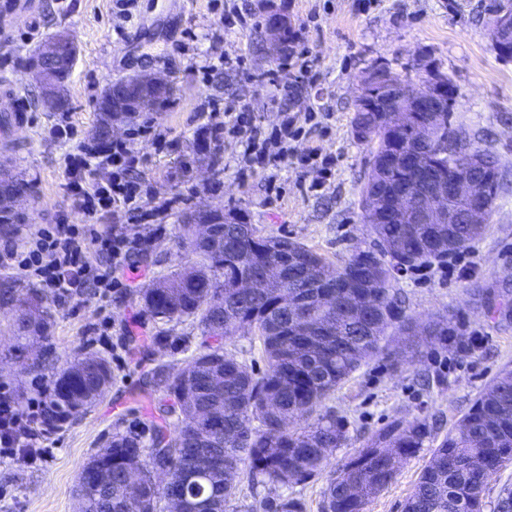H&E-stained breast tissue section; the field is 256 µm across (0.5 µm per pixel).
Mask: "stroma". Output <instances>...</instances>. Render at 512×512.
Listing matches in <instances>:
<instances>
[{"instance_id":"35a3bbf8","label":"stroma","mask_w":512,"mask_h":512,"mask_svg":"<svg viewBox=\"0 0 512 512\" xmlns=\"http://www.w3.org/2000/svg\"><path fill=\"white\" fill-rule=\"evenodd\" d=\"M29 19L18 21L7 41H0V73L11 72L24 97L36 88L29 59L55 33L73 34L78 47L68 82L66 112L75 134L57 138L52 128L59 112L28 108V123L7 125L11 102L0 96V157H7L24 182L33 184L28 227L59 218L84 223L66 193L63 158L89 140L99 119L103 91L141 71L159 72L172 85L166 103L147 114L152 138L136 149L140 176L153 203L182 195L171 210L167 231L152 237L147 224L132 233L151 237L146 252L134 256L121 273L107 305L82 298L58 305L50 296L42 304L51 313L47 338L23 340L13 314L0 311V385L20 404L35 395L34 383H53L77 357H97L110 367L105 393L86 410L70 417L46 461L15 464L0 455V512H79L76 487L85 463L114 434L149 436L158 419L161 392L152 390L147 374L158 366L180 369L186 353L174 352L170 336H184L197 349L201 335L192 321L152 319L140 294L158 279L192 265L195 257L176 247L182 216L196 206H216L240 213L259 235L285 236L322 254L329 267L375 241L365 224L362 190L375 143L356 136L353 119L364 79L380 62L413 86L445 76L456 88L454 125L463 127L499 160L505 179L483 235L462 254L401 274L391 285L406 314L423 322L439 314L455 315L465 337H480L479 347L463 353L426 344L422 354L397 368L369 362L335 393L331 404L343 415L348 445L330 454L323 473L285 488L264 482L241 486L238 496L249 504L278 502L294 493L303 512H322L326 476L362 447L371 432L393 417L437 416L431 437L414 456L402 461L392 484L365 512H401L422 468L441 439L468 411L473 399L504 366H512V314L499 313L503 289H512V60L500 59L493 44L498 0H37ZM250 8L245 29H226L225 10ZM285 15L298 34L294 50L308 49L315 61L313 82L292 98L274 101V88L263 78L274 62L264 20ZM224 66L211 76L201 68L210 58ZM216 101L235 113L248 105L262 130L277 125L283 110L305 115L308 134L295 144L297 155L316 148L335 158V171L318 191H309L315 168L295 160L274 176L243 173V148L226 140L214 164L212 152L199 151L198 129L209 120L202 107ZM223 181L212 192L213 181ZM40 359L30 368L31 359Z\"/></svg>"}]
</instances>
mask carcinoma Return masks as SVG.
Returning a JSON list of instances; mask_svg holds the SVG:
<instances>
[{
	"mask_svg": "<svg viewBox=\"0 0 512 512\" xmlns=\"http://www.w3.org/2000/svg\"><path fill=\"white\" fill-rule=\"evenodd\" d=\"M449 97L439 95L444 124L437 137L473 139L450 121ZM365 131L377 141L374 155L381 159L395 151L386 133L377 128L374 112L357 107L354 131ZM477 180L499 186V171L487 152ZM401 191L414 203L435 188L394 169L381 177L370 168L362 195L386 201L383 219L370 225L378 249L351 255L342 264L366 267L365 279L335 288L338 306L320 304V289L311 287V267L325 259L305 245L286 237H261L244 222L215 225L208 241L181 244L202 258L191 275L185 271L170 278L182 286L173 298L163 300L154 289L141 293L145 311L166 322L191 318L205 341L187 361L188 384L158 366L151 372L152 386L164 395L161 418H175L173 427H156L150 443L138 437L112 439V460L102 462L104 475L79 486L82 512H162L166 493L150 486V462L167 459L169 485L185 497L183 512H228L244 483L267 480L288 487L316 476L325 457L347 445L346 425L327 405L336 389L367 360L396 361L386 342L392 329L403 336L407 355L421 354L413 322L402 315L399 299L391 292L386 274L389 259L411 269L434 260L443 261L469 249L484 230L483 224L466 223L461 201L450 200L455 224H401L391 212V196ZM294 255L283 279L253 292L240 293L235 280L263 277L267 261L286 251ZM17 311L18 335H31L27 314L42 306L33 293L23 296L7 280H0V307ZM318 324L303 334L299 314ZM248 325L260 343L264 369L249 370L246 362L224 350L218 338ZM461 331L454 316L434 323L433 339L441 348L456 342ZM98 377L73 380L61 373L55 381V404L65 416L71 404L97 398ZM311 419L293 427V415ZM431 436L428 419L394 418L375 430L356 453L329 475L323 512H365L366 505L395 479L398 461L383 453L394 448L403 458L416 454ZM512 463V368L500 370L478 393L459 424L444 436L420 472L402 512H484L485 496L493 476ZM139 472V483L131 479Z\"/></svg>",
	"mask_w": 512,
	"mask_h": 512,
	"instance_id": "1",
	"label": "carcinoma"
}]
</instances>
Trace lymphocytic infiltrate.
Segmentation results:
<instances>
[{
  "mask_svg": "<svg viewBox=\"0 0 512 512\" xmlns=\"http://www.w3.org/2000/svg\"><path fill=\"white\" fill-rule=\"evenodd\" d=\"M151 132L150 125L138 124L130 128L124 139L89 142L78 152L67 154L66 190L74 207L86 216V223L70 224L61 219L29 230L18 240L6 241L0 246V267L20 272L60 304L83 297L109 300L117 274L133 255L146 251L149 244L148 238L129 235L128 225L151 224L156 233H164L160 216L180 203L179 198L173 197L153 206L144 198L135 144ZM303 133L297 115L283 112L280 124L269 134L273 149H258L255 118L249 107L243 105L233 125L211 120L202 126L198 143L205 149H218L225 138L239 139L245 142L244 154L255 171L277 169L293 157L306 166L320 161L319 178L311 183L316 189L330 175L332 162L317 159L312 151L295 156L291 143ZM95 168L109 170L108 179H88V171ZM110 212L122 213L124 223H102V216ZM64 423V417L54 413L48 387H39L36 397L24 407L10 392L0 391V449L16 462L31 466L45 460L51 436Z\"/></svg>",
  "mask_w": 512,
  "mask_h": 512,
  "instance_id": "obj_1",
  "label": "lymphocytic infiltrate"
}]
</instances>
